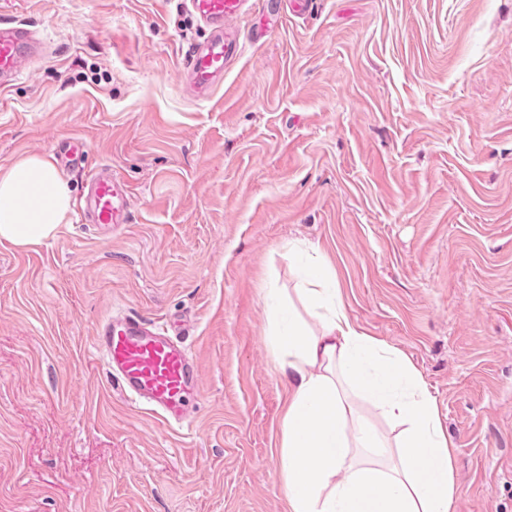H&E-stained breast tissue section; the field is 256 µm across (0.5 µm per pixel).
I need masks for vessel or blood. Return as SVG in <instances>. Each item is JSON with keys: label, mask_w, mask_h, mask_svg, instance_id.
<instances>
[{"label": "vessel or blood", "mask_w": 512, "mask_h": 512, "mask_svg": "<svg viewBox=\"0 0 512 512\" xmlns=\"http://www.w3.org/2000/svg\"><path fill=\"white\" fill-rule=\"evenodd\" d=\"M187 7L207 29V37L190 45L182 74L189 93L206 100L224 84V76L241 56L244 40H262L266 29L239 23L254 7L253 0H187ZM35 32L21 22L0 23V89H7L23 61L37 49ZM131 189L111 167L88 177L77 203L82 223L112 225L130 221ZM93 344L124 393L178 420L190 402L201 398L198 367L181 337L141 317H105L94 328Z\"/></svg>", "instance_id": "1"}]
</instances>
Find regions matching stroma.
Instances as JSON below:
<instances>
[{
    "label": "stroma",
    "instance_id": "obj_1",
    "mask_svg": "<svg viewBox=\"0 0 512 512\" xmlns=\"http://www.w3.org/2000/svg\"><path fill=\"white\" fill-rule=\"evenodd\" d=\"M45 45L0 92V167L107 165L127 224L70 215L0 244V512H284L261 286L288 245L401 351L456 445L452 512H512V0H312L244 43L211 99L180 81L181 0H0ZM127 313L177 325L202 399L129 401L93 348Z\"/></svg>",
    "mask_w": 512,
    "mask_h": 512
}]
</instances>
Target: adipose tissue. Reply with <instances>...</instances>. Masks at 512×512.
Returning <instances> with one entry per match:
<instances>
[{"instance_id": "1", "label": "adipose tissue", "mask_w": 512, "mask_h": 512, "mask_svg": "<svg viewBox=\"0 0 512 512\" xmlns=\"http://www.w3.org/2000/svg\"><path fill=\"white\" fill-rule=\"evenodd\" d=\"M72 193L48 158L0 168V242L25 248L55 237ZM300 307L263 291L274 323L270 351L291 386L281 420L287 512H451L460 488L453 442L419 373L349 318L318 262L304 269ZM371 405L396 435L367 416Z\"/></svg>"}]
</instances>
